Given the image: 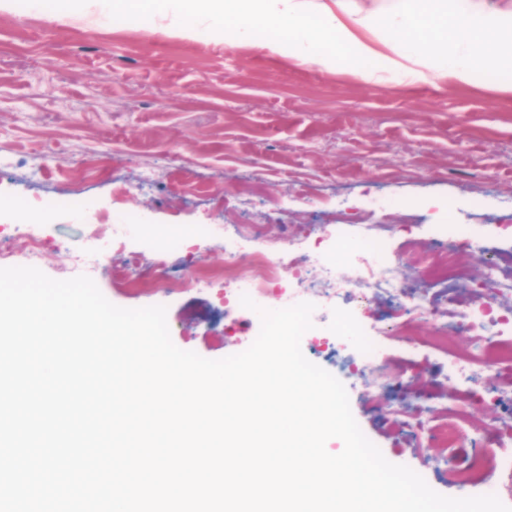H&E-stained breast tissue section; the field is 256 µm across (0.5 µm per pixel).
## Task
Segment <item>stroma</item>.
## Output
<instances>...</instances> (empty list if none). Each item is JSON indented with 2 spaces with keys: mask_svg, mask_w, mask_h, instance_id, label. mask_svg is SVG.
Returning a JSON list of instances; mask_svg holds the SVG:
<instances>
[{
  "mask_svg": "<svg viewBox=\"0 0 512 512\" xmlns=\"http://www.w3.org/2000/svg\"><path fill=\"white\" fill-rule=\"evenodd\" d=\"M160 20L95 14L56 21L0 10V226L39 218L46 246L14 258L54 279L74 277L72 257L98 247L90 272L124 308L163 305L173 343L207 359L246 350L260 330L254 311L225 309L224 287L172 291L176 278L224 268V210L238 207L251 233L244 248L270 245L281 276L299 289L303 250L314 247L337 209L363 208L395 254L436 247L434 227H480L470 248L471 289L485 267L512 257V93L371 85L231 46L161 30ZM48 164L40 179L31 169ZM305 237L303 250L288 241ZM122 249H113V242ZM383 297L339 304L301 339L304 356L346 387L354 418L384 457L420 474L449 497L495 494L498 477L459 486L453 471L479 464L471 439L439 449L407 419L454 405L447 363L429 352L428 324L391 331ZM354 317L347 336L338 323ZM386 356L362 366L368 342ZM361 365L354 380L349 368ZM471 386L479 418L512 426V380L489 371Z\"/></svg>",
  "mask_w": 512,
  "mask_h": 512,
  "instance_id": "stroma-1",
  "label": "stroma"
}]
</instances>
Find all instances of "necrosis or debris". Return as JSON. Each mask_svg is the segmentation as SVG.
<instances>
[{
	"label": "necrosis or debris",
	"instance_id": "1",
	"mask_svg": "<svg viewBox=\"0 0 512 512\" xmlns=\"http://www.w3.org/2000/svg\"><path fill=\"white\" fill-rule=\"evenodd\" d=\"M244 233L235 225L224 227V291L225 302H239L241 295L251 299L272 293L278 295L284 306L299 303V293L288 290L283 283L281 261L272 250L256 248L244 251L240 240ZM249 264L251 273L240 277L238 269ZM416 263L424 279L443 282L448 286V303L453 308L451 321L437 318L430 297L408 286L402 279L400 265L383 240L369 238L362 243V254L353 265L352 274L339 271L335 261L322 253H310L306 264L311 275L323 284L325 308H332L337 299L358 293L369 299L378 295L390 299L398 315L430 322L433 329L432 345L448 361V379L461 396H468L470 384L477 369L512 371V320L493 314L494 298L481 293L460 299L458 291L471 281V270L465 249L449 247L417 254ZM467 329L473 344L465 350L456 349L450 334L453 328ZM482 434V424L473 407L449 413L447 421L434 424L431 436L441 446L457 444L465 431ZM496 452L483 468H461L455 471L456 482L462 485L481 484L487 472L504 471L512 474V431L497 433Z\"/></svg>",
	"mask_w": 512,
	"mask_h": 512
}]
</instances>
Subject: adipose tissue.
Instances as JSON below:
<instances>
[{
	"label": "adipose tissue",
	"mask_w": 512,
	"mask_h": 512,
	"mask_svg": "<svg viewBox=\"0 0 512 512\" xmlns=\"http://www.w3.org/2000/svg\"><path fill=\"white\" fill-rule=\"evenodd\" d=\"M104 21L150 15L188 38L229 45L264 31L263 50L296 66L368 83L450 84L512 92V8L496 0H0V6Z\"/></svg>",
	"instance_id": "obj_1"
}]
</instances>
